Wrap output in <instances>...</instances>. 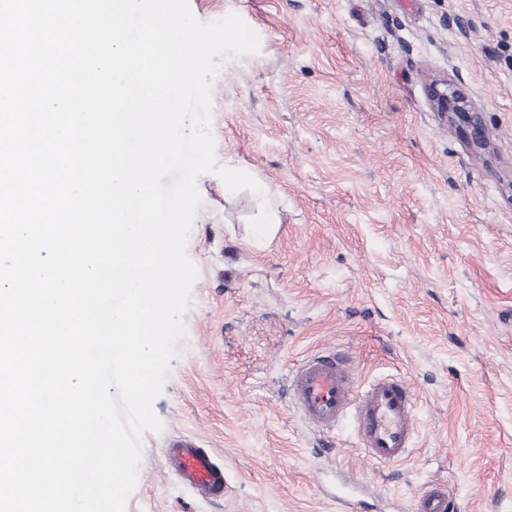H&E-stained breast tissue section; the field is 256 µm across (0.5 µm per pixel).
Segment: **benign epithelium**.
Returning a JSON list of instances; mask_svg holds the SVG:
<instances>
[{
  "mask_svg": "<svg viewBox=\"0 0 512 512\" xmlns=\"http://www.w3.org/2000/svg\"><path fill=\"white\" fill-rule=\"evenodd\" d=\"M431 109L441 117L458 124L467 141L476 149L487 145V135L478 110L467 92L446 79H434L428 87Z\"/></svg>",
  "mask_w": 512,
  "mask_h": 512,
  "instance_id": "7a95c632",
  "label": "benign epithelium"
}]
</instances>
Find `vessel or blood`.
Instances as JSON below:
<instances>
[{
    "instance_id": "1",
    "label": "vessel or blood",
    "mask_w": 512,
    "mask_h": 512,
    "mask_svg": "<svg viewBox=\"0 0 512 512\" xmlns=\"http://www.w3.org/2000/svg\"><path fill=\"white\" fill-rule=\"evenodd\" d=\"M294 404L313 429L329 432L353 417L364 457L378 464H395L409 454L415 435V397L404 379L387 376L358 385L350 356L329 351L309 358L290 376ZM164 466L203 498H223L224 470L211 454L180 438L164 453ZM451 490L431 482L415 497L410 512H448Z\"/></svg>"
}]
</instances>
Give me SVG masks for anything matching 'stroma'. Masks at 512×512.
Here are the masks:
<instances>
[{"label":"stroma","mask_w":512,"mask_h":512,"mask_svg":"<svg viewBox=\"0 0 512 512\" xmlns=\"http://www.w3.org/2000/svg\"><path fill=\"white\" fill-rule=\"evenodd\" d=\"M240 17L257 52L212 83L218 164L268 187L201 175L186 251L196 265L185 336L142 437L125 512H382L432 481L448 512H512V0H189ZM460 84L490 141L477 154L432 112L427 86ZM337 348L356 380L413 388L414 447L365 459L352 420L329 434L290 404L288 375ZM199 439L229 493L185 489L161 457Z\"/></svg>","instance_id":"35a3bbf8"}]
</instances>
